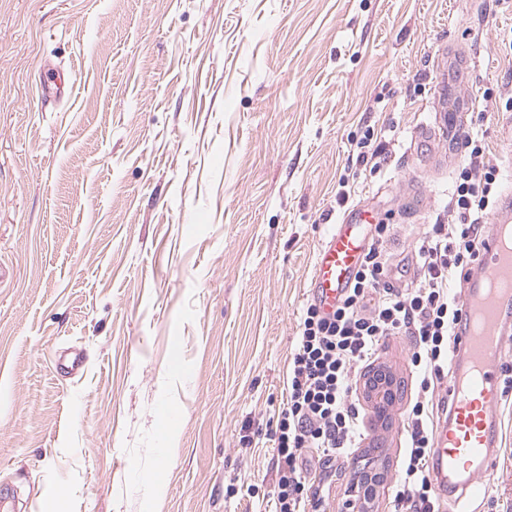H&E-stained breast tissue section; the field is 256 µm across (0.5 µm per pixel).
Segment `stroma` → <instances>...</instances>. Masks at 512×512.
<instances>
[{
    "mask_svg": "<svg viewBox=\"0 0 512 512\" xmlns=\"http://www.w3.org/2000/svg\"><path fill=\"white\" fill-rule=\"evenodd\" d=\"M456 51L471 125L507 168L512 0H0V497L274 512L315 255L366 206L413 270L458 172L419 139ZM48 65L71 71L68 97L37 95ZM369 128L376 171L354 146ZM411 343L379 351L404 383L386 421L363 403L361 446L313 474L325 512L371 448L388 466L373 510L396 512ZM70 350L74 376L55 368ZM503 377L502 458L471 512H512V357Z\"/></svg>",
    "mask_w": 512,
    "mask_h": 512,
    "instance_id": "stroma-1",
    "label": "stroma"
}]
</instances>
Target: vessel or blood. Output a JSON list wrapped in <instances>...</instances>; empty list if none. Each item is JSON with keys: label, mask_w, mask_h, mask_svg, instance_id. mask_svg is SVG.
<instances>
[{"label": "vessel or blood", "mask_w": 512, "mask_h": 512, "mask_svg": "<svg viewBox=\"0 0 512 512\" xmlns=\"http://www.w3.org/2000/svg\"><path fill=\"white\" fill-rule=\"evenodd\" d=\"M466 59L455 57L437 86L441 103L432 131L456 151L468 130L469 101L455 89ZM371 211L358 209L333 225L319 249L309 285L311 299L333 312L353 280L367 249L360 227L373 223ZM512 335V182L502 193L486 226L478 258L464 282L462 311L450 344L453 369L448 392L453 407L434 433L431 479L439 495L469 505L479 477L499 460L503 443L500 370Z\"/></svg>", "instance_id": "b4317fda"}]
</instances>
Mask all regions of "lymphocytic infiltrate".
<instances>
[{
  "label": "lymphocytic infiltrate",
  "instance_id": "lymphocytic-infiltrate-1",
  "mask_svg": "<svg viewBox=\"0 0 512 512\" xmlns=\"http://www.w3.org/2000/svg\"><path fill=\"white\" fill-rule=\"evenodd\" d=\"M444 221L432 225L418 248L413 280L392 282L384 248L387 225L374 227L356 277L335 311L308 304L299 324L288 369L287 400L275 431V512H312L318 492L309 465L344 455L361 437L353 399V372L371 367L393 336H411L410 362L419 376L405 431L407 449L395 484V500L407 512H440L430 479L434 429L452 405L436 389L445 376L460 300L448 292L463 281L494 209L499 169L486 157L479 136H468Z\"/></svg>",
  "mask_w": 512,
  "mask_h": 512
}]
</instances>
